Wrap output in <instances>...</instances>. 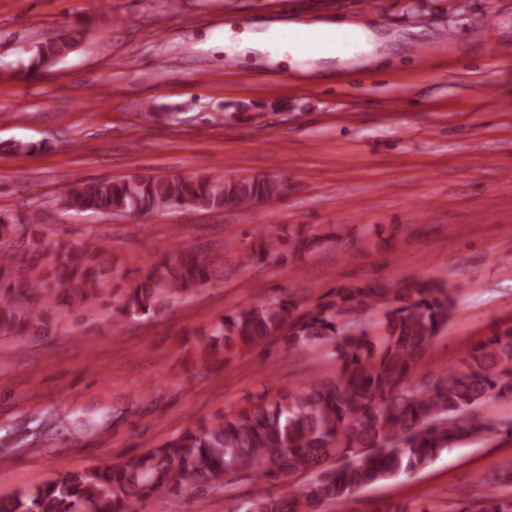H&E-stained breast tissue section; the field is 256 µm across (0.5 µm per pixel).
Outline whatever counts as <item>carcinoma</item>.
Wrapping results in <instances>:
<instances>
[{"label": "carcinoma", "mask_w": 512, "mask_h": 512, "mask_svg": "<svg viewBox=\"0 0 512 512\" xmlns=\"http://www.w3.org/2000/svg\"><path fill=\"white\" fill-rule=\"evenodd\" d=\"M72 33H53L38 43L24 73L37 75L75 45ZM283 186L272 179L207 172L192 177L133 174L123 180L84 182L61 199L66 211L146 217L167 209H242L277 199ZM322 237L292 240L272 233L250 252L259 262L315 248ZM162 259L144 275L112 268L111 250L99 243L75 247L64 239L49 249L0 250V336L44 332L66 317L92 315L101 302L119 298L114 315L155 314L210 279L193 252L176 263ZM387 307L385 332L372 341L362 315ZM453 301L445 284L414 281L397 287L338 288L309 311L279 295L243 307L196 333L188 357L222 361L273 340L294 352L332 342L336 375L267 402H249L211 424H199L115 466L68 472L23 496L0 499V512H141L140 500L190 489L217 488L247 478L274 484L282 477L314 472L308 484L285 493L254 497L247 512H324L356 492L428 465L445 449L494 428L476 413L512 395V322L506 320L463 352L443 375L417 377L419 363L448 323ZM477 512H512V498L489 490Z\"/></svg>", "instance_id": "carcinoma-1"}]
</instances>
